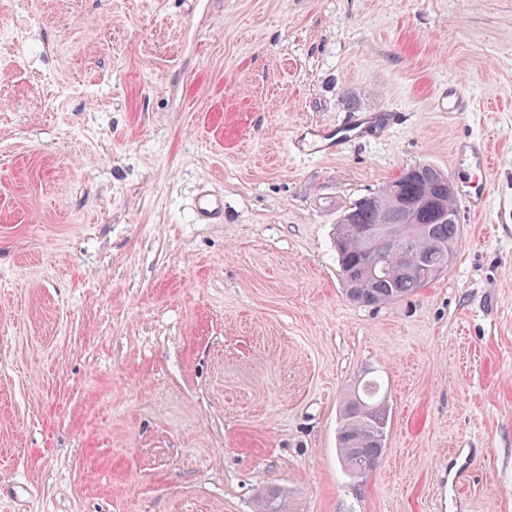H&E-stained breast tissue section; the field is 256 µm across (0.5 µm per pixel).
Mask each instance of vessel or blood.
<instances>
[{
    "label": "vessel or blood",
    "mask_w": 512,
    "mask_h": 512,
    "mask_svg": "<svg viewBox=\"0 0 512 512\" xmlns=\"http://www.w3.org/2000/svg\"><path fill=\"white\" fill-rule=\"evenodd\" d=\"M472 88L470 83L452 79L445 91L432 102L436 112H465L469 109ZM393 112H358L347 125L336 128L309 124L303 126L293 142V147L302 154H332L349 142L378 134L395 123ZM461 160L468 162L480 173L469 189L457 196L458 207L475 214L484 213L489 205L487 176L491 169L488 147L484 140L466 141L457 147Z\"/></svg>",
    "instance_id": "obj_1"
}]
</instances>
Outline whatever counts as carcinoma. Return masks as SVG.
I'll return each mask as SVG.
<instances>
[{
    "instance_id": "1",
    "label": "carcinoma",
    "mask_w": 512,
    "mask_h": 512,
    "mask_svg": "<svg viewBox=\"0 0 512 512\" xmlns=\"http://www.w3.org/2000/svg\"><path fill=\"white\" fill-rule=\"evenodd\" d=\"M456 195L448 193V174L429 163L404 169L380 190L342 209L335 248L346 296L365 307L404 300L439 277L459 239ZM426 248L431 264L415 266L410 248ZM380 387L367 382L342 408L338 450L349 473L360 462L376 467L385 447L389 405ZM260 512H290L286 498L271 491Z\"/></svg>"
}]
</instances>
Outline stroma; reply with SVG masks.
Here are the masks:
<instances>
[{
    "instance_id": "obj_1",
    "label": "stroma",
    "mask_w": 512,
    "mask_h": 512,
    "mask_svg": "<svg viewBox=\"0 0 512 512\" xmlns=\"http://www.w3.org/2000/svg\"><path fill=\"white\" fill-rule=\"evenodd\" d=\"M0 512H512V0H0ZM473 88L457 119L430 104ZM398 112L299 155L302 124ZM458 211L447 270L347 300L341 207L406 167ZM224 198L203 224L200 187ZM387 393L350 478L340 408Z\"/></svg>"
}]
</instances>
